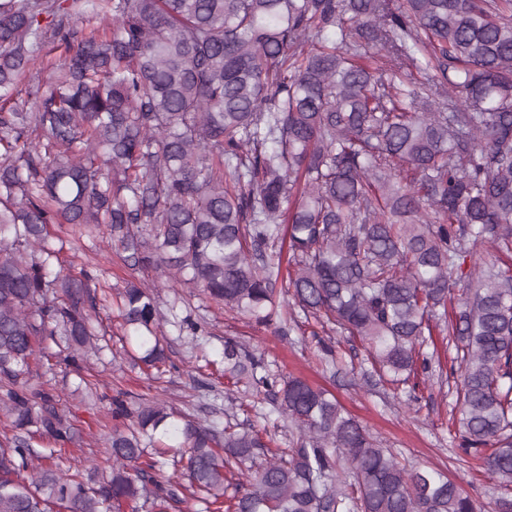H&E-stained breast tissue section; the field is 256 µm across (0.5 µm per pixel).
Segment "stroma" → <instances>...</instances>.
Instances as JSON below:
<instances>
[{
	"label": "stroma",
	"instance_id": "obj_1",
	"mask_svg": "<svg viewBox=\"0 0 512 512\" xmlns=\"http://www.w3.org/2000/svg\"><path fill=\"white\" fill-rule=\"evenodd\" d=\"M66 226L52 228L54 238L63 239L62 258L67 270L99 271L100 281L112 293H120L128 282L142 280L154 284L162 309H169L182 289L173 287L167 273L142 269L125 261L122 252L111 248L105 239H85L77 244L65 240ZM192 316L205 323L208 333L199 341L178 335L173 327H165L167 354L171 366L167 372L155 376L131 366L123 358L122 333L114 328L113 313L103 310L100 316L111 325L112 354L110 360L94 364L91 380L96 396L77 391L75 375L51 374L41 366H34L35 384L52 389L63 405L68 406L80 420L92 425L95 433L111 426L109 401L117 392L131 398H149L155 395L168 400L174 407L203 422L228 420L244 428L277 425L279 444H287L293 432L280 422L271 404L261 409L231 408L227 400V381L221 380L217 366L224 350L225 339L232 338L246 344L256 360L268 369L284 376L306 379L336 397L345 411L366 428L374 441L391 449L400 462L408 467L429 466L445 471L455 480L480 508L481 512H496L495 503L501 491L495 479L471 460L461 448V436L451 416L453 398L448 392L447 371L452 367L450 351H441V369L431 376H418L413 396H393L387 385L371 379L361 383L351 368L360 364L366 355L359 337L343 335L339 338L337 361L322 362V353L315 334L321 326L312 319H299L288 335L274 334L271 328L256 323L241 313L222 309L202 292L189 299ZM200 351L210 361L209 366L193 369V351Z\"/></svg>",
	"mask_w": 512,
	"mask_h": 512
}]
</instances>
